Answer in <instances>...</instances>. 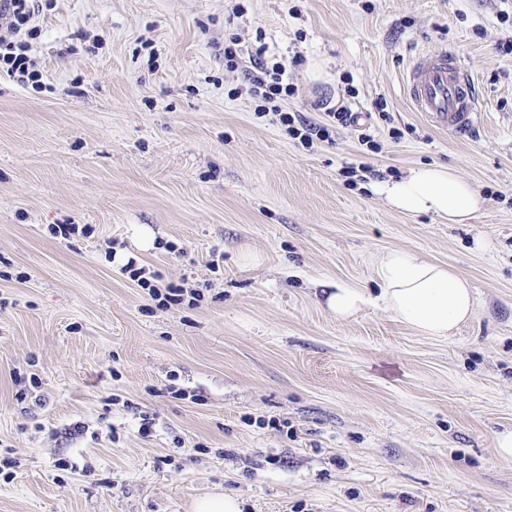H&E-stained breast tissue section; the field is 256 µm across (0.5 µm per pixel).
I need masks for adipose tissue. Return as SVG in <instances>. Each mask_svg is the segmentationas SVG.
Returning a JSON list of instances; mask_svg holds the SVG:
<instances>
[{
  "mask_svg": "<svg viewBox=\"0 0 512 512\" xmlns=\"http://www.w3.org/2000/svg\"><path fill=\"white\" fill-rule=\"evenodd\" d=\"M374 192L396 210L429 213L451 224L470 220L482 200L471 184L444 165H421L398 179L375 183ZM378 294L344 282L333 283L325 294L328 309L347 319L364 306L379 307L416 333L447 337L476 312L470 282L444 264L428 260L417 250H388L376 259Z\"/></svg>",
  "mask_w": 512,
  "mask_h": 512,
  "instance_id": "ef3b65f1",
  "label": "adipose tissue"
}]
</instances>
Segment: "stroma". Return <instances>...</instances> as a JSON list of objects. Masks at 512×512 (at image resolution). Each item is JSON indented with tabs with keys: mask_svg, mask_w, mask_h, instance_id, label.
<instances>
[{
	"mask_svg": "<svg viewBox=\"0 0 512 512\" xmlns=\"http://www.w3.org/2000/svg\"><path fill=\"white\" fill-rule=\"evenodd\" d=\"M33 24L40 86L0 75V512H192L224 492L242 512H512V0H41ZM231 36L285 64L282 111L347 108L378 151L257 117ZM421 51L474 82L468 134L414 111ZM433 163L479 192L470 221L343 175ZM387 249L466 276L474 318L444 339L374 306L336 318L326 283L377 292ZM131 258L182 304L158 308Z\"/></svg>",
	"mask_w": 512,
	"mask_h": 512,
	"instance_id": "obj_1",
	"label": "stroma"
}]
</instances>
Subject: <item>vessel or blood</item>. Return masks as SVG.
I'll return each mask as SVG.
<instances>
[{"label":"vessel or blood","instance_id":"b4317fda","mask_svg":"<svg viewBox=\"0 0 512 512\" xmlns=\"http://www.w3.org/2000/svg\"><path fill=\"white\" fill-rule=\"evenodd\" d=\"M404 90L414 111L442 131L463 135L478 121L476 87L448 52L416 54L407 70Z\"/></svg>","mask_w":512,"mask_h":512}]
</instances>
